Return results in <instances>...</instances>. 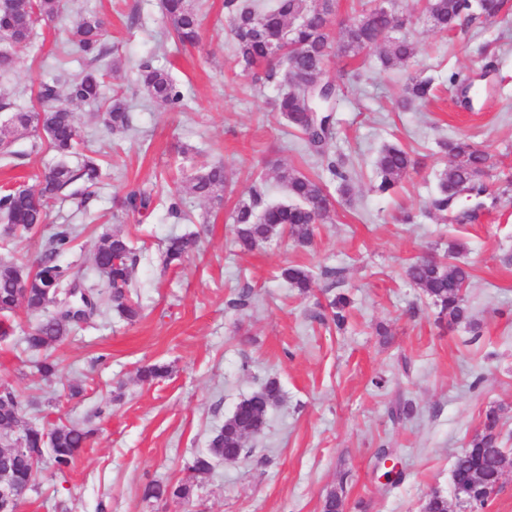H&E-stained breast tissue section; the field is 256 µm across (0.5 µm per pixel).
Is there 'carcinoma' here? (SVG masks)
Wrapping results in <instances>:
<instances>
[{"label":"carcinoma","mask_w":512,"mask_h":512,"mask_svg":"<svg viewBox=\"0 0 512 512\" xmlns=\"http://www.w3.org/2000/svg\"><path fill=\"white\" fill-rule=\"evenodd\" d=\"M61 0H4L0 4V70L10 68L15 54L31 42L35 27L42 21L52 20L60 12ZM201 0H161V9L169 22L171 33L182 45H193L199 37ZM231 8L230 31L234 44V62L245 74L266 67V79L278 86L273 110L302 134L307 149L317 155L324 152L327 142L336 134V118L327 105L309 96L308 86L316 82L325 89V97L332 99L339 87L324 64L325 49L330 41L329 22L336 10V0H271L257 4L254 0H229ZM471 0H425V12L432 27L439 32L455 29L470 16ZM356 25L342 29L344 51L357 55L366 49L384 45L379 59L384 69L408 63L416 52L414 34L407 31L408 20L395 9L377 8L361 10L354 18ZM104 21L95 14L81 16L69 31V43L75 53L88 61L91 67L76 73L65 93H60L53 82L39 86L34 103L19 108L10 126L0 127V157L14 155L12 144L19 135L27 134L35 142L32 148L45 145L61 156L70 154L80 139V131L72 111L73 105H87L102 114L104 126L112 133L125 134L132 128V117L124 99L118 95L103 97V75L92 66L108 55L105 45ZM302 46V52L289 57L288 64L271 61L275 44ZM138 81L148 98L175 109L181 105L184 94L171 74L149 63L138 66ZM429 79L409 77L399 106L407 108L423 104L431 96ZM441 148L452 158L448 170L440 178L437 191L430 201V209L441 215L448 212V203L467 190L482 192L473 186L475 177L485 172L488 155L466 137L444 140ZM414 168L411 156L396 144H386L375 160L378 177L376 190L381 194L392 192ZM339 191L348 195L353 174L342 165L327 164ZM103 177L100 160L86 155L79 165L71 167L64 162L45 168L40 188L33 191L25 186L8 189L0 194V219L5 221L8 234L21 231L37 232L44 223L50 199L59 196L74 184L82 185L79 205L91 198L94 188ZM276 179L288 191V201L278 204L264 202L260 187L256 186L248 197L241 199L234 209L235 241L242 251H251L258 245L281 234H288L296 245L312 244L314 225L331 218L332 197L320 177L297 170L279 169ZM227 178L224 164L214 163L192 176L187 184L179 186L170 197L168 213L181 218V194L187 192L200 199L219 205L224 200ZM151 206V196L132 189L120 201L127 213L143 214ZM71 233L63 230L50 240L49 247L35 265L0 262V313H12L19 307L41 314L33 331L24 337L31 352L46 351L65 340L73 328L95 316L115 312L130 323L141 318V308L132 298V270L137 254L130 240L118 233L102 235L94 253V267L107 284L101 293L93 288L77 289L73 269L57 262V256L70 249ZM198 247L190 234L174 236L168 240L165 263L179 265ZM409 281L439 308V314L450 323L467 319L468 308L464 292L471 273L464 265L420 259L406 270ZM281 277L300 293L313 287L310 274L298 266L281 271ZM351 306L349 296L336 293L329 300L333 320L340 327ZM168 366L152 364L139 370L142 381H153L168 375ZM280 396L275 381L266 382L250 397L242 400L224 425L212 437L206 452L198 454L186 464L193 474H205L218 461H236L244 456L245 441L260 434L265 426L269 407ZM501 410L492 408L483 420L484 429L469 442L471 448H483L480 462H475L467 451L459 454L453 464V474L460 480L469 478L478 467L482 475L471 488L473 502L467 504L471 512H484L498 492L502 478L500 457L495 448L501 444ZM13 431L12 439H21L31 452L21 455L6 453L0 461V481L21 486L35 482L33 472L43 461L62 471L69 467L91 433L75 424H58L51 436L24 421L19 396L11 389L0 391V430ZM193 492L191 479L175 486L151 483L144 488V497L160 499L167 496L186 500Z\"/></svg>","instance_id":"obj_1"}]
</instances>
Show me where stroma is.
<instances>
[{"label": "stroma", "mask_w": 512, "mask_h": 512, "mask_svg": "<svg viewBox=\"0 0 512 512\" xmlns=\"http://www.w3.org/2000/svg\"><path fill=\"white\" fill-rule=\"evenodd\" d=\"M398 8L416 31L415 57L386 70L375 50L332 55L329 69L341 87L337 133L321 156L271 112L277 86L240 75L224 0H206L200 39L187 47L169 39L159 0H63L60 15L36 27L12 70L0 72V99L18 108L31 105L41 82L66 89L83 64L60 50L70 26L97 13L122 60L106 87L122 94L134 117L133 130L115 136L95 110L75 106L83 141L64 160L102 159L103 182L86 207L68 197L52 201L36 235L0 232V261L30 263L55 233L76 229L60 261L82 287L100 290L106 282L94 270L95 245L103 234L122 232L138 252L132 289L142 305L136 323L99 316L52 348L58 370L49 377L23 343L37 315H10L14 333L0 339V386L20 395L31 424L63 421L92 432L70 467L39 472L21 512H323L333 493L347 512H423L433 492L451 496L454 459L490 407L501 408L503 445L512 448V0L495 20L478 17L448 33L432 29L420 0H398ZM144 60L179 83L182 108L148 100L136 70ZM457 73L479 91L472 107L460 102L451 81ZM411 75L432 79L434 95L403 110L397 102ZM460 135L489 156L482 205L467 224L455 222V205L445 220L426 213L449 165L437 142ZM31 143L15 142L12 165H0V188L36 186L44 168L62 160ZM387 143L409 152L416 168L381 194L373 161ZM217 161L229 179L222 205L186 194L185 219L170 217L176 182ZM330 161L353 168L357 181L351 200L336 196L333 217L318 225L312 246L283 234L238 250L234 205L268 163L315 174ZM132 189L150 193L147 213L119 209ZM408 212L414 223H403ZM190 232L201 237L199 251L181 266H165L168 239ZM454 241L463 246L455 260L472 277L469 317L451 325L405 270L443 256ZM290 265L312 274L309 294L282 280ZM340 291L353 299L341 329L327 308ZM244 293L249 305L237 306ZM154 362L169 365V378L140 382L138 369ZM270 380L280 397L263 432L248 438V457L197 476L190 499L144 497L147 484L184 480L187 460ZM73 386L81 390L74 398ZM400 400L416 411L396 420L390 408ZM384 451L402 472L397 482L384 475Z\"/></svg>", "instance_id": "obj_1"}]
</instances>
